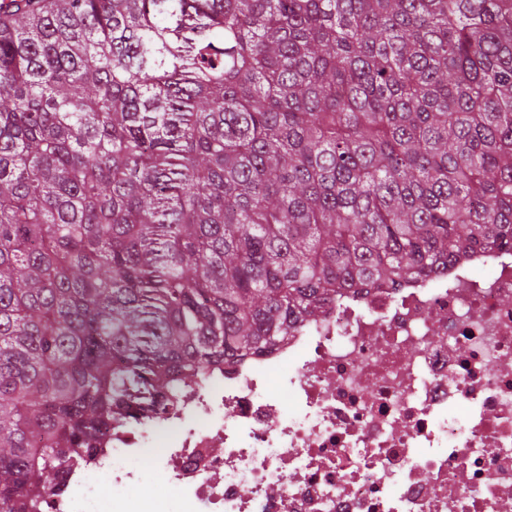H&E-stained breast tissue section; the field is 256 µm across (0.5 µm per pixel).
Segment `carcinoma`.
I'll use <instances>...</instances> for the list:
<instances>
[{
	"label": "carcinoma",
	"mask_w": 512,
	"mask_h": 512,
	"mask_svg": "<svg viewBox=\"0 0 512 512\" xmlns=\"http://www.w3.org/2000/svg\"><path fill=\"white\" fill-rule=\"evenodd\" d=\"M512 247V0H0V512L358 288Z\"/></svg>",
	"instance_id": "cac0c4a2"
}]
</instances>
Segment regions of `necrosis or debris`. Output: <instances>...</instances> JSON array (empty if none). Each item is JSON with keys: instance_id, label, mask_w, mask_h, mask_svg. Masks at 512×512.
Here are the masks:
<instances>
[{"instance_id": "necrosis-or-debris-1", "label": "necrosis or debris", "mask_w": 512, "mask_h": 512, "mask_svg": "<svg viewBox=\"0 0 512 512\" xmlns=\"http://www.w3.org/2000/svg\"><path fill=\"white\" fill-rule=\"evenodd\" d=\"M163 486L126 501L143 449ZM512 491V251L367 288L103 439L43 512H503Z\"/></svg>"}]
</instances>
